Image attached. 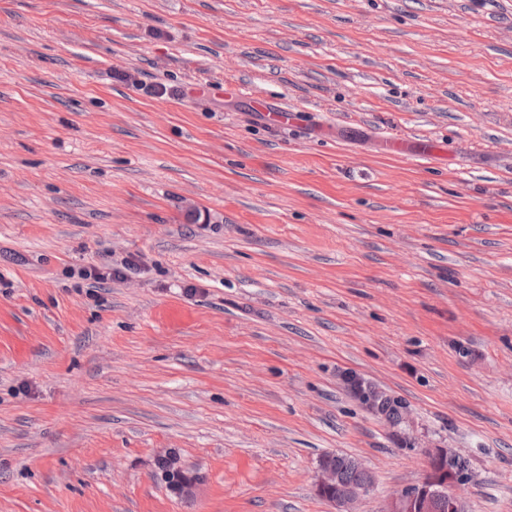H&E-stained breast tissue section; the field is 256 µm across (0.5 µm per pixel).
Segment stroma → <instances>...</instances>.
Returning a JSON list of instances; mask_svg holds the SVG:
<instances>
[{
  "label": "stroma",
  "instance_id": "stroma-1",
  "mask_svg": "<svg viewBox=\"0 0 512 512\" xmlns=\"http://www.w3.org/2000/svg\"><path fill=\"white\" fill-rule=\"evenodd\" d=\"M432 448L512 512V0H0V512H333L327 453L386 512ZM386 151L398 156H416L428 158L438 152L436 144L428 141L389 139L385 144ZM321 460H327L334 468H336L339 472L340 478L338 482L336 470L319 463V475L316 482V492L318 496L331 504L336 512H354V510L350 508L351 504L360 496L368 494L374 488L375 480L372 473L368 468L356 460L358 466L368 473L359 470L355 465V459L349 456L340 454H324L320 458V461ZM337 482L338 487L336 488V492L339 494H343L351 486L364 483L366 484L356 487L341 496H336L333 491Z\"/></svg>",
  "mask_w": 512,
  "mask_h": 512
}]
</instances>
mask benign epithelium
Wrapping results in <instances>:
<instances>
[{
	"mask_svg": "<svg viewBox=\"0 0 512 512\" xmlns=\"http://www.w3.org/2000/svg\"><path fill=\"white\" fill-rule=\"evenodd\" d=\"M348 380L356 386L360 406L371 414H378L377 396L372 393V388L352 373L348 374ZM451 455L453 452L446 448H436L429 452L428 473L424 481L402 490L395 496L388 512H439V504L444 501L448 502V512H459L461 503L455 489L462 485L465 477L461 475L452 481L441 478V475L448 473V457ZM337 482L336 470L319 465L316 492L319 497L331 504L336 512H354L351 504L368 494L375 484L372 480L337 496L334 494Z\"/></svg>",
	"mask_w": 512,
	"mask_h": 512,
	"instance_id": "obj_1",
	"label": "benign epithelium"
}]
</instances>
